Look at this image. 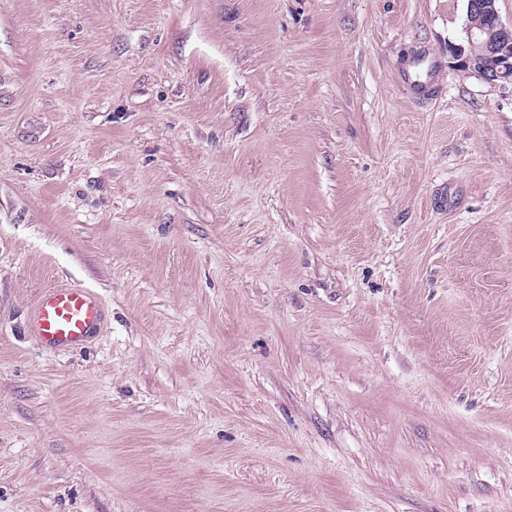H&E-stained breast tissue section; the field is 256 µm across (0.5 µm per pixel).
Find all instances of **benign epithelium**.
Masks as SVG:
<instances>
[{"label": "benign epithelium", "mask_w": 512, "mask_h": 512, "mask_svg": "<svg viewBox=\"0 0 512 512\" xmlns=\"http://www.w3.org/2000/svg\"><path fill=\"white\" fill-rule=\"evenodd\" d=\"M497 0H467L466 44L450 49L457 68L475 73L491 85H512V25L502 22ZM484 41V54L476 59L469 49Z\"/></svg>", "instance_id": "benign-epithelium-1"}]
</instances>
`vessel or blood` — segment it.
Segmentation results:
<instances>
[{"label": "vessel or blood", "instance_id": "b4317fda", "mask_svg": "<svg viewBox=\"0 0 512 512\" xmlns=\"http://www.w3.org/2000/svg\"><path fill=\"white\" fill-rule=\"evenodd\" d=\"M104 309L86 288L57 286L43 291L29 318L31 336L52 350H66L90 343L99 336Z\"/></svg>", "mask_w": 512, "mask_h": 512}]
</instances>
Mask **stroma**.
Returning <instances> with one entry per match:
<instances>
[{
	"mask_svg": "<svg viewBox=\"0 0 512 512\" xmlns=\"http://www.w3.org/2000/svg\"><path fill=\"white\" fill-rule=\"evenodd\" d=\"M466 5L0 0V512H512ZM57 285L85 348L28 334ZM104 322L101 301L87 288L57 286L38 297L29 318L31 336L45 348L85 346L99 336Z\"/></svg>",
	"mask_w": 512,
	"mask_h": 512,
	"instance_id": "stroma-1",
	"label": "stroma"
}]
</instances>
